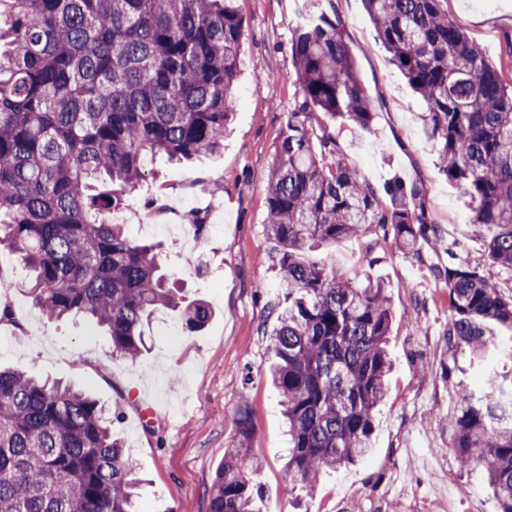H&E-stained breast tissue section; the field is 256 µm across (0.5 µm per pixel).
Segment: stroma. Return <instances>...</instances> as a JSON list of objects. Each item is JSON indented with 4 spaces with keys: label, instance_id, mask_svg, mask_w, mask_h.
Masks as SVG:
<instances>
[{
    "label": "stroma",
    "instance_id": "obj_1",
    "mask_svg": "<svg viewBox=\"0 0 512 512\" xmlns=\"http://www.w3.org/2000/svg\"><path fill=\"white\" fill-rule=\"evenodd\" d=\"M302 0H234L244 21L239 103L223 152L189 164L147 158L144 178L117 216L127 235L159 244L161 268L182 285L185 301L206 302L212 316L184 332L176 312L150 321L148 349L137 362L112 356L106 332L85 317L52 320L24 291L28 272L18 254L0 249V304L18 325L0 323V364L84 390L120 411L121 438L143 480L140 512H208L224 451L235 444L236 408L247 402L255 436L251 453L265 490L261 512H497L481 470L462 469L442 425L455 397L441 369L448 326V286L437 274L443 251L400 253L374 230L306 260H329L348 279L383 282L393 319L387 400L375 413L373 447L356 464L325 474L311 491L288 479V437L269 381L268 315L277 301L278 249L266 235V186L288 111L297 95L288 51ZM363 86L376 99L374 131L359 134L318 115L338 135L348 164L375 188L392 176L422 177L426 207L462 258L484 263L486 229L469 222L462 199L439 171L437 150L422 131L420 99L388 54L373 45L362 0H333ZM448 15L480 44L512 84V0H448ZM201 217L197 236L185 214Z\"/></svg>",
    "mask_w": 512,
    "mask_h": 512
}]
</instances>
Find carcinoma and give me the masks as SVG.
Returning <instances> with one entry per match:
<instances>
[{
  "mask_svg": "<svg viewBox=\"0 0 512 512\" xmlns=\"http://www.w3.org/2000/svg\"><path fill=\"white\" fill-rule=\"evenodd\" d=\"M374 41L417 93L438 168L469 223L486 227L488 261L512 273V89L482 48L448 17L447 0H363ZM289 40L298 95L267 184L266 233L279 246L284 298L269 315L271 379L288 423V474L310 490L364 458L392 363V308L383 283L349 281L302 251L370 227L404 255L431 240L448 254L449 358L466 351L486 374L455 380L444 418L464 468L485 471L499 512H512V298L480 265L459 258L426 206L427 184L393 177L379 194L343 158L317 112L373 132L336 8L304 0ZM245 29L231 0H0V246L29 267L26 292L50 318L83 315L135 362L152 313H180L199 331L202 301L182 305L156 245L129 239L112 214L144 176L147 156L189 161L224 149L235 115ZM509 333V344L495 331ZM224 452L208 512H259L249 406ZM138 479L112 418L87 394L0 368V512H138Z\"/></svg>",
  "mask_w": 512,
  "mask_h": 512,
  "instance_id": "cac0c4a2",
  "label": "carcinoma"
}]
</instances>
